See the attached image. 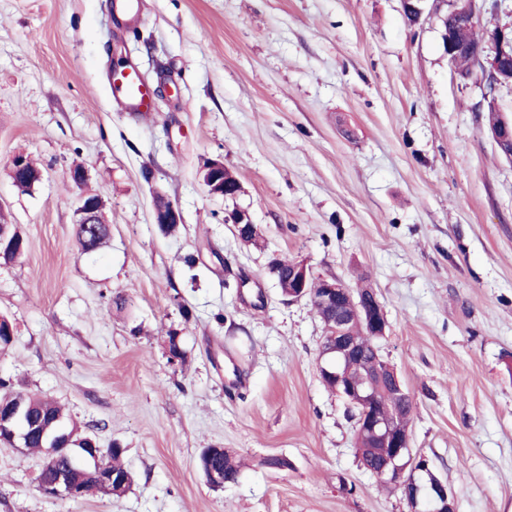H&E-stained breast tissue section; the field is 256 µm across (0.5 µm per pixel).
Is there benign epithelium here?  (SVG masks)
Segmentation results:
<instances>
[{"label":"benign epithelium","instance_id":"1","mask_svg":"<svg viewBox=\"0 0 512 512\" xmlns=\"http://www.w3.org/2000/svg\"><path fill=\"white\" fill-rule=\"evenodd\" d=\"M476 56L485 79L495 82L497 73L500 72V62L506 58L512 59V29L508 31L503 28L500 33L482 42ZM490 133L498 147L512 144V119L501 118V122L490 128ZM205 184L216 194L229 189L235 195L240 192L239 187L233 188L224 183V164L219 161L212 163L206 169ZM99 208L98 201L81 197L76 210L78 223H96ZM155 223L179 224L181 223L180 212L173 204L166 203L155 209ZM229 223L233 224L234 233L239 238L244 235L255 237L260 235L258 226L253 223L246 210L238 211L229 219ZM289 268L288 280L292 283V291L288 295V300L299 301L307 292L306 285L311 279L310 270L305 263L297 261L290 263ZM320 284L326 303L330 304L343 297L351 301L350 306L336 315L333 326L329 327V334L324 336L320 351L318 364L320 374L338 379L339 371L350 360L351 355L359 351L358 337L348 335L347 326L351 323H360L366 327L369 336L381 339L386 336L388 321L383 307L372 290H362L361 298L356 301L352 289L338 279L324 278L320 280ZM384 368L387 371L385 376L380 371L374 373L369 369L358 383L349 388L336 390V393L349 403L350 408L358 411L359 422L366 425V430L374 443L377 445L382 443L385 447L394 449L393 454L373 468L372 472L376 477L386 479L403 488L411 504V512H418L417 507L422 502L427 504L428 512H454V496L446 483L436 479L419 484L415 481V474L419 469L416 468L409 473L407 466L402 464L407 454L411 453V413L381 417L374 410V399L384 377L392 383L399 395H406L394 369L388 364L384 365ZM23 420L24 412L19 409L0 412V439L8 438L12 448L20 452L25 451ZM80 461L100 479L106 481L111 477L107 465L103 463V458L100 456V449L93 450L90 457H80ZM42 492L57 499H72L80 496L77 487L61 474L52 483L43 485Z\"/></svg>","mask_w":512,"mask_h":512}]
</instances>
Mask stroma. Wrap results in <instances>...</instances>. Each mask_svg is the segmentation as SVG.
<instances>
[{
    "label": "stroma",
    "mask_w": 512,
    "mask_h": 512,
    "mask_svg": "<svg viewBox=\"0 0 512 512\" xmlns=\"http://www.w3.org/2000/svg\"><path fill=\"white\" fill-rule=\"evenodd\" d=\"M140 2L0 0V213L28 242L0 262V378L122 448L135 476L118 499H52L42 455L0 446V512H410L361 466L318 370L324 326L284 301L274 256L375 291L414 452L456 512H512V163L476 109L481 69L448 62L447 4L423 0L413 22L403 0ZM121 56L155 91L147 116L112 86ZM17 155L42 171L25 193ZM209 159L235 199L209 193ZM87 194L109 229L89 255ZM160 196L173 230L154 220ZM237 209L263 248L237 239ZM204 448L243 460L236 483H206ZM87 196L80 199L79 205L76 210L78 224H75V236L78 246L83 253H91L97 251L103 244L107 235V224H102L99 215V228L100 234L98 236H90V230L87 229L85 224H97V211L100 208L97 200H88Z\"/></svg>",
    "instance_id": "stroma-1"
}]
</instances>
